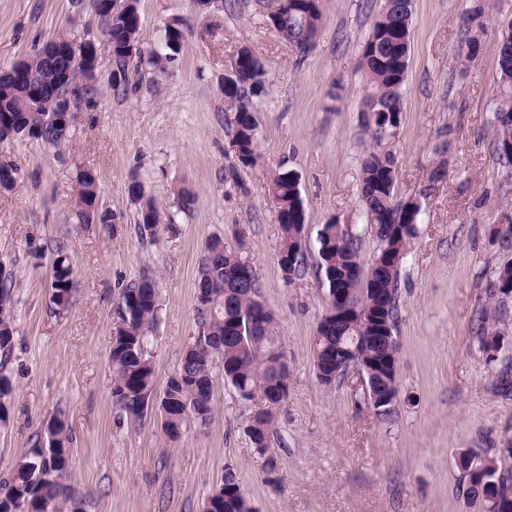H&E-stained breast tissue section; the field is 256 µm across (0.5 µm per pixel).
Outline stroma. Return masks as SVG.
<instances>
[{
  "label": "stroma",
  "instance_id": "35a3bbf8",
  "mask_svg": "<svg viewBox=\"0 0 512 512\" xmlns=\"http://www.w3.org/2000/svg\"><path fill=\"white\" fill-rule=\"evenodd\" d=\"M383 3L320 0L322 30L301 56L269 24L276 0L208 11L191 0H139L144 50L161 47L173 24L185 35L181 51L131 73L132 89L120 98L109 88L111 59L100 53L97 102L74 110L65 146L0 141V165L19 176L0 193V272L12 283L16 315L0 481L61 409L72 465L60 512L75 503L81 512H203L229 471L255 512H475L456 458L469 448L498 454L512 437V397L499 391V368L485 365L474 333L500 267L512 263V241L499 234L512 214V166L491 151L497 45L512 0H494L486 12L483 50L466 71V0H414L405 118L392 151L396 195L418 200L423 215L398 282V402L377 415L356 370L325 388L312 367L310 339L327 296L318 237L323 224L358 221V158L370 141L361 50ZM62 32L100 41L90 0H0V71ZM243 48L266 72V91L253 100L260 157L250 166L231 148L234 115L224 109V75ZM84 169L98 175L116 231L78 222ZM274 170L297 175L306 213L305 267L289 283L268 195ZM134 180L163 217L155 233L136 224ZM183 189L196 197L184 212ZM214 236L240 246L252 264L288 361V400L261 456L246 431L259 401L236 399L224 384L210 423L188 424L171 445L156 408L136 422L112 404L109 350L122 289L143 276L157 283L150 352L164 387L198 336L195 283ZM59 245L74 264L64 310L50 290Z\"/></svg>",
  "mask_w": 512,
  "mask_h": 512
}]
</instances>
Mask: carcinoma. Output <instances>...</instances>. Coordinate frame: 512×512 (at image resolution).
<instances>
[{
    "mask_svg": "<svg viewBox=\"0 0 512 512\" xmlns=\"http://www.w3.org/2000/svg\"><path fill=\"white\" fill-rule=\"evenodd\" d=\"M462 21V38L467 46L465 62H473L483 44L481 18L489 8L487 0H469ZM139 0H119L105 9L100 0L92 7L102 21L101 33L112 42L110 88L124 96L129 88V71L152 64L158 56L144 52L140 43ZM278 0L269 16L276 34L304 54L315 45L323 16L320 3ZM413 0H397L394 8H382L362 47L361 65L370 88L369 102L382 112L369 127L372 143L359 157V194L362 204L360 223L325 224L319 233L320 269L328 286V297H341L345 319L336 323L319 321L311 338L313 372L318 383L331 387L348 368H336L347 349L356 352L355 366L366 374L367 397H398L397 377L386 372V365L399 354L395 336L398 319V281L407 253L398 250L404 237H413L420 224L421 205L415 199L401 201L395 193L397 169L391 144L398 137L404 119L403 89L411 54ZM235 62L240 68L238 83L224 89V104L234 113L233 142L241 148L239 160L254 164L259 138L253 98L263 93L265 70L247 48ZM27 72L40 87L32 97L24 85L10 74L0 75V140L34 134L44 146L57 149L70 138V127L53 120L63 105L76 107L81 99L91 100L99 93L97 76L85 68H74L61 79L59 68L38 52L25 60ZM492 149L505 163L512 164V22L501 31L498 43V80L492 122ZM76 217L82 224H112V211L100 204V184L91 170L78 178ZM268 193L278 210L282 244L278 264L282 277L291 281L300 271L304 258V203L297 177L288 171H274ZM128 194L137 210L140 231L155 232L161 215L154 200L136 180ZM377 242L368 269H363L361 246L365 237ZM73 263L64 250L52 261L51 298L62 308L71 302ZM197 315L201 336L189 344L179 370L170 376L158 402L161 430L169 442L177 441L186 424L210 422L214 388L222 378L244 401L260 397L263 406L250 417L247 434L253 448L261 453L278 424L288 397V364L280 350V336L272 313L264 311L258 299L256 276L238 248L221 237L211 238L199 263L195 284ZM120 322L112 336L109 354L112 369V402L118 411L134 420L141 418L155 390V368L148 350V332L159 317L156 282L142 277L127 285L120 297ZM500 311L494 306L484 312L478 326L479 349L488 353L498 334L486 328V319ZM15 318L10 282L0 277V407L12 394L7 373L13 348ZM48 448H31L11 468L9 478L0 482V512H17L24 504L27 512H58V501L65 495L62 479L69 467L71 435L63 413L54 414L43 429ZM459 469L468 479L467 493L478 512H490L491 499L512 503V467L484 452L461 454ZM218 501L214 512H253L233 472L208 497Z\"/></svg>",
    "mask_w": 512,
    "mask_h": 512,
    "instance_id": "1",
    "label": "carcinoma"
}]
</instances>
